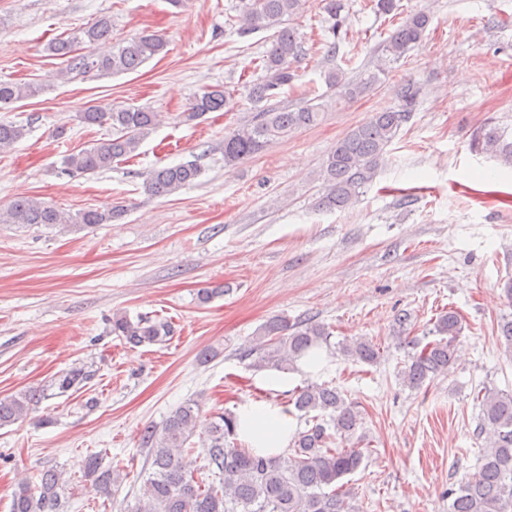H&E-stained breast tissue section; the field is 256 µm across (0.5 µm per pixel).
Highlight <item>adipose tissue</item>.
Segmentation results:
<instances>
[{"instance_id": "1", "label": "adipose tissue", "mask_w": 512, "mask_h": 512, "mask_svg": "<svg viewBox=\"0 0 512 512\" xmlns=\"http://www.w3.org/2000/svg\"><path fill=\"white\" fill-rule=\"evenodd\" d=\"M236 416L239 439L256 453L277 455L287 448L295 425L287 406L246 397L238 402Z\"/></svg>"}]
</instances>
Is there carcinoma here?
I'll list each match as a JSON object with an SVG mask.
<instances>
[{
    "label": "carcinoma",
    "mask_w": 512,
    "mask_h": 512,
    "mask_svg": "<svg viewBox=\"0 0 512 512\" xmlns=\"http://www.w3.org/2000/svg\"><path fill=\"white\" fill-rule=\"evenodd\" d=\"M326 14L332 39L322 42L326 54L340 58L341 64L325 75L327 88L339 97L354 100L364 97L380 80L388 65L399 61L427 37L431 16L426 12L407 15L405 20L380 44L373 68L354 78L345 68L351 60L340 53L341 14L347 0H239L235 18L236 33L244 36L255 31L271 32L270 47L263 55V72L249 90L255 103L270 101L278 91L290 86L296 75L291 60L303 52L295 21L312 6ZM380 16L401 14L399 0H374ZM112 40V17L100 15L87 26L57 38L49 51L67 58L65 74L72 72L124 74L137 71L160 54L167 42L160 34L126 38L96 55L80 52V46ZM42 92L34 83L1 81L0 107L32 99ZM423 94L422 85L412 78L399 84V105L393 110L373 112L351 128L322 161L315 179L323 185V204L342 209L371 184L387 146L409 122ZM232 93L220 86L208 87L189 104L186 119H199L210 112L228 111ZM324 117L322 105L306 103L295 109L268 106L252 119L224 136V163L236 164L261 153L274 142L318 125ZM85 125L105 124L112 138L92 144L78 153L62 156L60 174H94L112 168V164L136 156L142 142L161 124L162 113L148 107L119 109L91 105L79 116ZM26 135L20 124L0 123V150L12 147ZM471 149L491 155L512 166V136L495 124L482 126L471 139ZM202 174L194 161L155 168L145 185L152 196H168L192 183ZM121 206L87 209L74 215L36 197L21 196L0 211L1 224L33 225L82 224L95 227L110 224L121 217ZM462 328L454 310L439 316L433 333L437 339L412 342V352L400 371L402 383L419 389L455 364V342ZM112 333L125 343L140 347L164 344L175 329L171 321L159 316L126 314L112 317ZM329 326L314 320L289 323L284 317L269 320L259 333L250 354L255 366L288 370L308 351L331 347ZM340 352L357 361L373 365L380 358L379 348L368 340L338 344ZM91 371L73 367L48 381L40 389L21 391L0 397V427L27 418L36 404L56 389L65 394L77 392L91 379ZM294 408L312 415L310 425L298 431L289 444L290 456H263L249 448H230L228 440L236 436L237 418L231 412L219 413L203 440L204 469L218 482L200 481L187 472L181 456L190 452L186 444L197 427L199 403L189 400L172 410L160 426H148L140 434L141 447L147 451L148 478L127 512H357L349 502L350 490L337 485L354 473L365 457L364 449L351 442L361 413L342 393L329 384L308 383L292 392ZM480 408L477 435L488 434L480 454L476 473L450 490L451 512H512V393L486 389L476 395ZM123 466H103L97 454L88 456L84 473L90 487L106 494L120 487ZM69 482L61 471L48 468L40 473L39 484L22 480L12 494L10 512H68Z\"/></svg>",
    "instance_id": "1"
}]
</instances>
